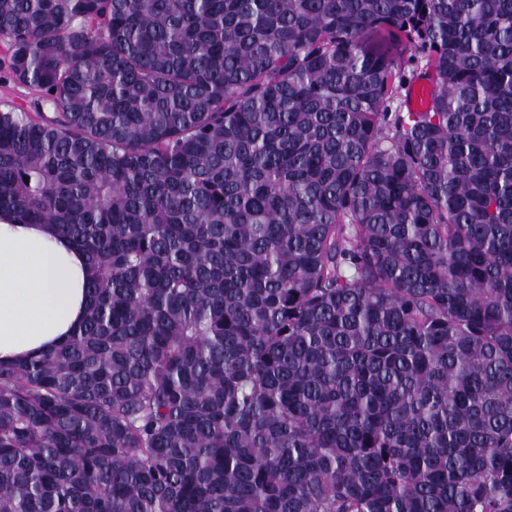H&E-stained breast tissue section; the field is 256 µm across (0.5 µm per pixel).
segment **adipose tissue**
Returning <instances> with one entry per match:
<instances>
[{
	"label": "adipose tissue",
	"instance_id": "adipose-tissue-1",
	"mask_svg": "<svg viewBox=\"0 0 512 512\" xmlns=\"http://www.w3.org/2000/svg\"><path fill=\"white\" fill-rule=\"evenodd\" d=\"M86 274L84 254L53 225L0 212V362L47 352L78 330Z\"/></svg>",
	"mask_w": 512,
	"mask_h": 512
}]
</instances>
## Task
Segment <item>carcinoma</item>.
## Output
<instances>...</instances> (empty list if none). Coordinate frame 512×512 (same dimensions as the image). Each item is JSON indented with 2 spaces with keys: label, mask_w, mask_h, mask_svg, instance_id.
Here are the masks:
<instances>
[{
  "label": "carcinoma",
  "mask_w": 512,
  "mask_h": 512,
  "mask_svg": "<svg viewBox=\"0 0 512 512\" xmlns=\"http://www.w3.org/2000/svg\"><path fill=\"white\" fill-rule=\"evenodd\" d=\"M0 40V211L90 269L0 364V512H512V0H0ZM34 96L33 90L13 84L0 72V104L14 105L29 111ZM434 87L431 81L421 80L415 82L410 90L409 108L413 112H423L428 107Z\"/></svg>",
  "instance_id": "1"
}]
</instances>
